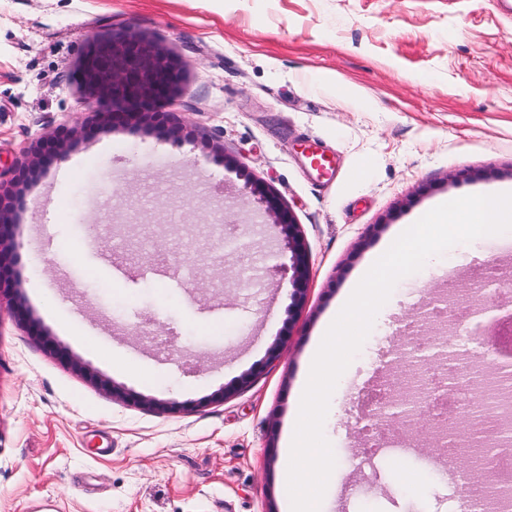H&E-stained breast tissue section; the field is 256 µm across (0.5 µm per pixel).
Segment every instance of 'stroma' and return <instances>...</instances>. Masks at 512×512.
<instances>
[{"instance_id": "1", "label": "stroma", "mask_w": 512, "mask_h": 512, "mask_svg": "<svg viewBox=\"0 0 512 512\" xmlns=\"http://www.w3.org/2000/svg\"><path fill=\"white\" fill-rule=\"evenodd\" d=\"M127 27L186 65L168 113L32 169L31 145L91 119L92 38ZM228 156L300 226L312 269L295 315L288 258ZM502 187L512 0H0V198L18 253L0 272V512H284L300 380L354 276L437 202ZM492 267L512 270V231L396 283L330 400L323 512H450L454 486L425 462L432 430L377 420L368 442L360 398L412 312ZM257 363L249 388L211 402Z\"/></svg>"}]
</instances>
